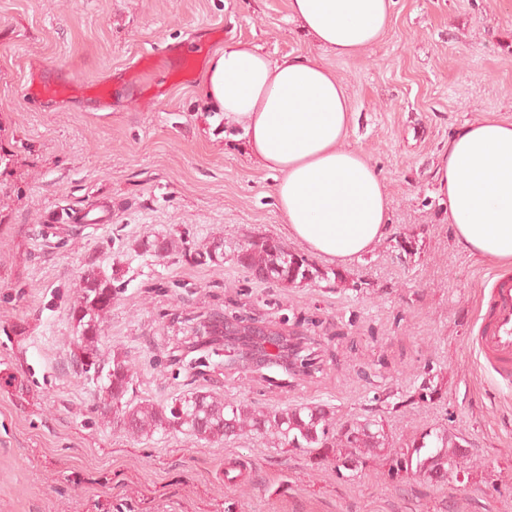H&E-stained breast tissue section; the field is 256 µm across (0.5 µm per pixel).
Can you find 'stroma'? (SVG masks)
<instances>
[{
    "mask_svg": "<svg viewBox=\"0 0 512 512\" xmlns=\"http://www.w3.org/2000/svg\"><path fill=\"white\" fill-rule=\"evenodd\" d=\"M215 24L223 40H205ZM200 40L211 53L246 42L274 61L309 54L344 83L346 144L379 170L391 228L341 280L284 288L236 264L247 240L283 239L282 218L273 177L225 138L201 79L151 112L131 88L109 112L23 92L33 71L94 81L144 47ZM490 112L512 121V0H395L381 41L349 58L317 47L289 0H0V512H512V388L474 345L497 266L457 244L434 180L453 132ZM102 205L110 223L77 222ZM162 235L223 240L224 263L140 251ZM91 265L121 289L104 348L134 360L139 397L193 384L270 408L325 403L340 424L383 415L395 448L425 429L463 435L466 457L433 485L391 479L379 457L338 471L249 436L133 440L104 427L68 344ZM193 312L309 337L318 367L269 377L214 364L193 377L175 361ZM427 374L442 388L422 401Z\"/></svg>",
    "mask_w": 512,
    "mask_h": 512,
    "instance_id": "obj_1",
    "label": "stroma"
}]
</instances>
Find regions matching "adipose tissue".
Wrapping results in <instances>:
<instances>
[{
    "label": "adipose tissue",
    "instance_id": "adipose-tissue-1",
    "mask_svg": "<svg viewBox=\"0 0 512 512\" xmlns=\"http://www.w3.org/2000/svg\"><path fill=\"white\" fill-rule=\"evenodd\" d=\"M291 17L321 49L346 58L378 43L393 0H289ZM224 125L243 131L251 159L275 175L283 233L344 266L390 229V198L365 155L346 147L355 111L335 72L310 55L273 61L239 42L204 72ZM448 222L475 257L512 266V122L488 115L460 126L435 166Z\"/></svg>",
    "mask_w": 512,
    "mask_h": 512
}]
</instances>
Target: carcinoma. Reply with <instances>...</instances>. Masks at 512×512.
<instances>
[{"label":"carcinoma","mask_w":512,"mask_h":512,"mask_svg":"<svg viewBox=\"0 0 512 512\" xmlns=\"http://www.w3.org/2000/svg\"><path fill=\"white\" fill-rule=\"evenodd\" d=\"M144 252L166 258L174 252L196 263L220 265L224 252L211 243L196 248L182 238L156 236L143 242ZM236 263L261 281H272L284 287L329 279L302 253L293 251L272 237L248 241L236 255ZM120 289L99 269H91L81 277L77 295L70 307L76 329L72 338L73 363L77 371L96 384L92 410L99 420L133 436L156 433L194 437L205 441H222L241 433L266 437L279 448H309L318 451L322 460L336 464V470L354 471L366 464L367 456L377 455L386 447L382 422L367 419L361 423L336 427L332 410L323 404L306 403L291 408L264 411L243 401L220 398L208 391L183 392L163 403L130 394L135 371L127 352L112 350L105 356L103 319L112 309ZM190 334L199 330L212 340L201 348L210 355L224 343V319L203 313L191 318ZM467 440L459 434L423 431L406 447L388 458L392 478L403 480L421 476L440 482L448 479L449 467L464 457Z\"/></svg>","instance_id":"obj_1"}]
</instances>
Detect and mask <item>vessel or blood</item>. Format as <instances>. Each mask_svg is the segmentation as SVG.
I'll list each match as a JSON object with an SVG mask.
<instances>
[{
	"label": "vessel or blood",
	"mask_w": 512,
	"mask_h": 512,
	"mask_svg": "<svg viewBox=\"0 0 512 512\" xmlns=\"http://www.w3.org/2000/svg\"><path fill=\"white\" fill-rule=\"evenodd\" d=\"M198 63L193 47L172 43L143 51L124 69L125 81L140 83L143 101L153 104L167 95L170 85L186 81ZM87 84L60 73L50 78L32 73L24 86L33 100L80 98ZM487 313L478 329V353L504 382L512 381V276L495 275L489 280Z\"/></svg>",
	"instance_id": "1"
}]
</instances>
